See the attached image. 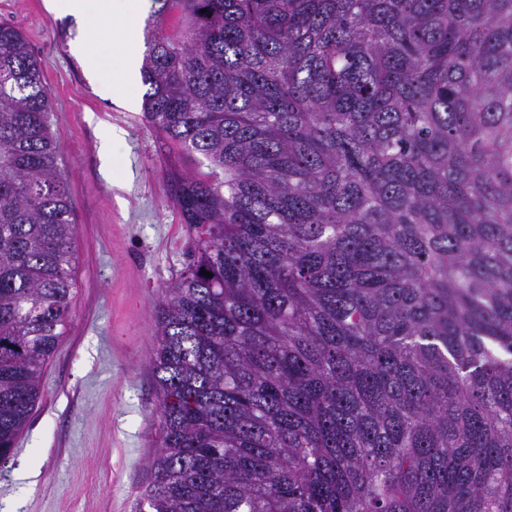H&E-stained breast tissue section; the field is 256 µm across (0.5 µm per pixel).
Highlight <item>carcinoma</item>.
Returning a JSON list of instances; mask_svg holds the SVG:
<instances>
[{"label": "carcinoma", "mask_w": 512, "mask_h": 512, "mask_svg": "<svg viewBox=\"0 0 512 512\" xmlns=\"http://www.w3.org/2000/svg\"><path fill=\"white\" fill-rule=\"evenodd\" d=\"M180 4L143 116L210 171L169 174L151 512H512V0ZM70 212L1 21V463L70 322Z\"/></svg>", "instance_id": "obj_1"}]
</instances>
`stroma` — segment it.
<instances>
[{
	"mask_svg": "<svg viewBox=\"0 0 512 512\" xmlns=\"http://www.w3.org/2000/svg\"><path fill=\"white\" fill-rule=\"evenodd\" d=\"M150 7L128 32L142 52L152 33L184 28L179 6ZM0 21L37 53L75 230L71 322L0 465V512H139L159 445L154 308L190 249L166 171L203 178L208 167L144 119L142 97L98 92L75 50V23L51 0H0Z\"/></svg>",
	"mask_w": 512,
	"mask_h": 512,
	"instance_id": "35a3bbf8",
	"label": "stroma"
}]
</instances>
